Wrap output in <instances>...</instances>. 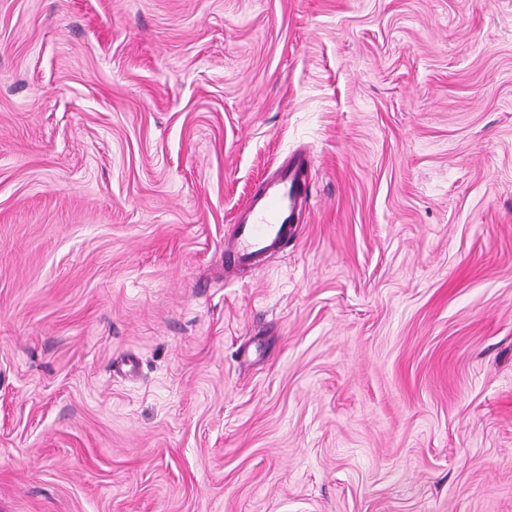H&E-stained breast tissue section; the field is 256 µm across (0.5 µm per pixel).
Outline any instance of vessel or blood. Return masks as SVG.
Wrapping results in <instances>:
<instances>
[{"instance_id":"1","label":"vessel or blood","mask_w":512,"mask_h":512,"mask_svg":"<svg viewBox=\"0 0 512 512\" xmlns=\"http://www.w3.org/2000/svg\"><path fill=\"white\" fill-rule=\"evenodd\" d=\"M306 163L305 157H290L237 214L224 237L225 275L243 265H260L269 253L287 244L296 211L307 196L302 176Z\"/></svg>"}]
</instances>
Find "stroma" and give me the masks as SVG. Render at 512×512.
I'll list each match as a JSON object with an SVG mask.
<instances>
[{"mask_svg":"<svg viewBox=\"0 0 512 512\" xmlns=\"http://www.w3.org/2000/svg\"><path fill=\"white\" fill-rule=\"evenodd\" d=\"M0 512H512V0H0ZM306 164L305 157H290L237 214L231 232L224 235L225 277L239 266L260 265L269 253L288 244L296 211L307 196L302 176Z\"/></svg>","mask_w":512,"mask_h":512,"instance_id":"stroma-1","label":"stroma"}]
</instances>
